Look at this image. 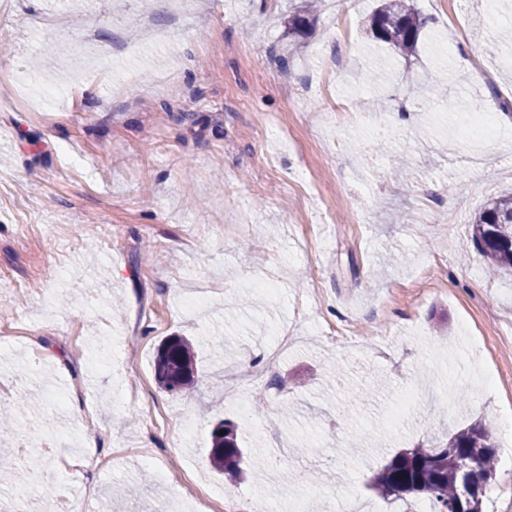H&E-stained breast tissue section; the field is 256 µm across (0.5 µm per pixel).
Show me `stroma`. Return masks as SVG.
I'll use <instances>...</instances> for the list:
<instances>
[{"mask_svg": "<svg viewBox=\"0 0 512 512\" xmlns=\"http://www.w3.org/2000/svg\"><path fill=\"white\" fill-rule=\"evenodd\" d=\"M414 4L428 23L401 57L371 32L377 0H0V508L194 512L203 481L216 512H327L335 467L343 512L397 451L481 417L498 452L483 512L512 505V276L470 241L512 190V0ZM438 72L443 108L422 91ZM173 335L196 344L187 397L155 377ZM31 390L66 405L18 412ZM223 418L272 454L263 485L210 469ZM62 441L79 466L50 455Z\"/></svg>", "mask_w": 512, "mask_h": 512, "instance_id": "1", "label": "stroma"}]
</instances>
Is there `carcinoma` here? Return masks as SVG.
Instances as JSON below:
<instances>
[{"instance_id":"1","label":"carcinoma","mask_w":512,"mask_h":512,"mask_svg":"<svg viewBox=\"0 0 512 512\" xmlns=\"http://www.w3.org/2000/svg\"><path fill=\"white\" fill-rule=\"evenodd\" d=\"M426 19L412 0H381L371 18L374 37L400 53L417 44ZM472 242L492 273L512 274V193L491 198L474 215ZM196 372L193 343L185 336L169 337L158 350L155 376L159 385L172 394H185ZM477 451L481 456L480 474L474 477V490L468 499L460 498L459 460ZM496 447L489 425L476 421L462 426L443 442L426 448H403L394 454L372 478L369 487L385 498L404 500L424 496L433 512H483L485 489L495 480ZM209 466L218 473L236 478L249 463L252 479L268 473L266 462L247 457L241 447L236 426L229 420L217 422L210 432Z\"/></svg>"}]
</instances>
